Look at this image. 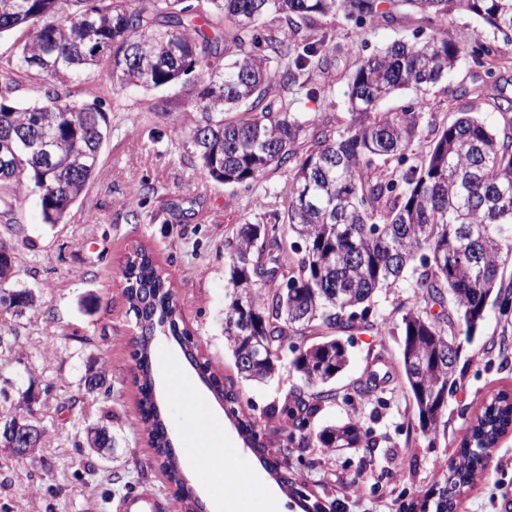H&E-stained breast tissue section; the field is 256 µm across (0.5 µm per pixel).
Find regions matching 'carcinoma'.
<instances>
[{
    "instance_id": "1",
    "label": "carcinoma",
    "mask_w": 512,
    "mask_h": 512,
    "mask_svg": "<svg viewBox=\"0 0 512 512\" xmlns=\"http://www.w3.org/2000/svg\"><path fill=\"white\" fill-rule=\"evenodd\" d=\"M0 0V34L28 30L15 59L0 62V188L37 195L44 221L63 222L69 207L94 177L107 122L98 100L66 101L68 83L91 70L118 84L161 88L194 71L202 84L185 94L196 110L187 132L201 166L215 180L249 188L270 168L292 164L288 206L273 224H242L230 244L229 291L224 304V344L245 381L270 379L284 350L310 395L293 391L281 413L293 421L286 445L312 442L327 452L371 448L372 433L358 420L325 427L307 425L322 405L336 399L327 385L348 362L339 334L358 325H377L374 297L412 279L426 303L452 312L432 315L409 307L401 316V366L413 393L421 433L436 435L447 391L461 371L456 336H472L495 308L512 312V281L501 269L512 264V135H501L470 109L446 127H433L420 154L408 151L424 126L425 101L418 92L439 83L468 53L496 59L512 45V0ZM410 6L428 17L464 10L479 18L501 41L460 33L442 38L396 40L358 61L348 76L351 120L344 127L314 128L316 148L300 155L294 145L307 126L288 96L329 69V43L300 35L325 15L341 12L360 28L368 20L393 17ZM50 79L43 98L29 106L15 95L21 76ZM280 91L269 95L271 83ZM397 90L414 94L397 112H378V103ZM491 98L501 112L512 99L498 88L494 68L480 87L461 96ZM239 105L245 116L230 117ZM393 160L399 173L388 170ZM287 228L286 260L279 225ZM13 247L0 242V282L12 274ZM125 293L141 335L160 332L174 340L190 335L174 290L142 249L127 261ZM28 290L0 287V306L19 315L33 306ZM336 335L307 343L309 330ZM140 374L139 421L168 480L183 487L175 454L153 395L150 347L133 353ZM224 395L251 448L265 442L256 420L240 418L238 396L209 374ZM365 389L389 384L373 369ZM512 426V396L498 392L471 421L459 465L437 512H452L455 496L485 467L484 448Z\"/></svg>"
}]
</instances>
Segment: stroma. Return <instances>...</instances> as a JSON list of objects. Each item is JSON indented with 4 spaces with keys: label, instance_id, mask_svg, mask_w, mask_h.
<instances>
[{
    "label": "stroma",
    "instance_id": "35a3bbf8",
    "mask_svg": "<svg viewBox=\"0 0 512 512\" xmlns=\"http://www.w3.org/2000/svg\"><path fill=\"white\" fill-rule=\"evenodd\" d=\"M341 51L315 94L299 93L295 108L308 126L326 119L350 120L346 75L357 61L394 39L440 37L491 30L472 14L454 12L426 20L404 12L363 27L343 14L319 19ZM486 79L485 69L463 56L447 79L425 92L426 122L447 126L459 116L453 93ZM74 102L99 100L110 133L99 167L63 223L46 224L39 200L19 193L0 202V241L17 256L11 285L30 289L35 305L23 316L0 308V334L9 350L0 352V376L10 395L34 388L32 409L46 429L34 458L21 460L0 450V512H116L121 499L148 489L182 512L177 488L154 463V450L136 420L140 399L133 358L135 317L124 295L123 270L137 248L149 250L171 281L188 330L212 372L233 387L244 411L261 423L265 454L248 447L234 421L188 364L172 337L153 341L155 390L184 483L203 503L223 496L230 481L211 466L200 444L212 419L224 424V445L236 449L237 463L263 471L266 491L236 486L241 512H267L269 498L280 512H435L432 493L444 486L448 469L483 403L499 390H512V318L490 310L471 340L462 341L464 371L448 395L436 439L418 429L410 387L399 377L400 320L405 307L421 298L411 282L381 291L377 309L382 327L360 326L346 337L350 362L331 383L334 402L323 405L309 429L360 420L377 439L372 448L326 452L318 447L281 451L290 427L267 419L270 408L305 384L284 353L275 377L264 384L243 381L224 346L222 318L227 291L229 243L238 225L271 224L288 205V167L270 170L250 189L210 177L198 162L185 131L194 109L181 87H111L97 76L70 84ZM138 203H130L132 190ZM99 300L83 307L86 297ZM382 359L394 372L385 391L368 397L357 390L366 369ZM104 365L109 394H87L81 378L88 362ZM107 422L115 446L100 456L85 442L88 426ZM277 462L270 471L266 462ZM455 512H512V432L502 436L483 475L458 496Z\"/></svg>",
    "mask_w": 512,
    "mask_h": 512
}]
</instances>
